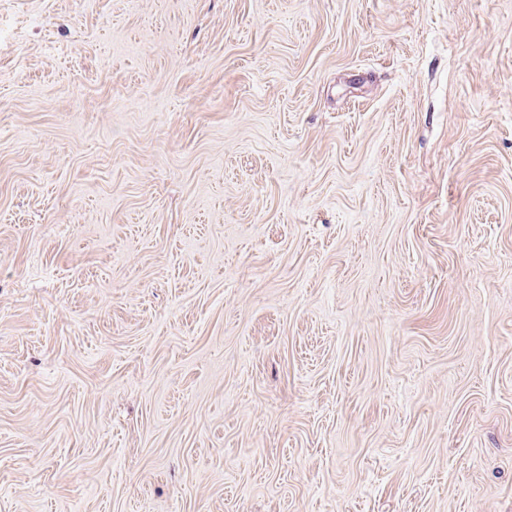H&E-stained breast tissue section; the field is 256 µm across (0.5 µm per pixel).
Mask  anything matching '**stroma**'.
I'll return each mask as SVG.
<instances>
[{
  "label": "stroma",
  "instance_id": "stroma-1",
  "mask_svg": "<svg viewBox=\"0 0 512 512\" xmlns=\"http://www.w3.org/2000/svg\"><path fill=\"white\" fill-rule=\"evenodd\" d=\"M0 512H512V0H0Z\"/></svg>",
  "mask_w": 512,
  "mask_h": 512
}]
</instances>
